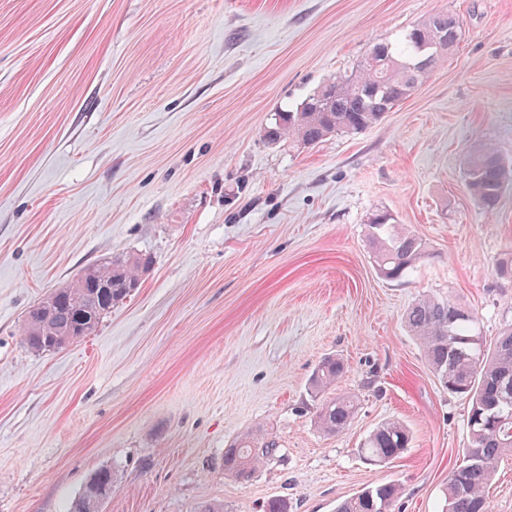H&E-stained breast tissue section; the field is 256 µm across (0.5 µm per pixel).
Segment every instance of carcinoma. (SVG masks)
<instances>
[{
  "label": "carcinoma",
  "instance_id": "1",
  "mask_svg": "<svg viewBox=\"0 0 512 512\" xmlns=\"http://www.w3.org/2000/svg\"><path fill=\"white\" fill-rule=\"evenodd\" d=\"M462 22L447 12L434 13L413 25L403 41L374 45L385 63L378 66L369 57L350 75L329 79L335 90L330 99L318 92L307 96L294 111L282 112L265 136L271 141L283 137L316 144L337 132L359 133L381 121L384 113L409 97L434 70L427 64L432 49L429 39L457 47ZM465 182L469 194L485 210L498 205L505 188L512 183V162L494 147L479 145L468 156ZM369 234L377 249L380 274L400 279L407 270L428 255L425 242L412 234L388 212L375 214ZM152 260L146 254L115 256L85 266L72 287L51 302L42 299L28 307L21 331L22 343L31 352L52 351L59 338L92 334L112 307L141 286V276ZM405 322L420 343L425 359L449 394L468 400L469 448L476 459L457 465L448 474L441 512H487L486 489L498 463L512 456V328L504 330L492 351L474 342L475 316L460 304L425 297L408 308ZM344 363L327 357L318 365L310 382L317 393L328 390L344 375ZM357 408L355 396L343 394L321 405L314 424L324 434L337 435L352 423ZM410 443V431L398 420L380 423L364 440L358 453L368 461L387 463L403 454ZM273 441L246 435L224 450V473L239 480L249 479L258 466L272 455ZM112 493V470L97 471L83 492L70 505V512H89L93 502H103ZM401 494L394 482L367 487L342 501L336 512H392Z\"/></svg>",
  "mask_w": 512,
  "mask_h": 512
}]
</instances>
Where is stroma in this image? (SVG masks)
I'll use <instances>...</instances> for the list:
<instances>
[{
  "mask_svg": "<svg viewBox=\"0 0 512 512\" xmlns=\"http://www.w3.org/2000/svg\"><path fill=\"white\" fill-rule=\"evenodd\" d=\"M442 10L456 50L375 126L266 139ZM479 144L512 159V0H0V512H67L105 467L102 512H335L389 481L394 512H439L467 402L404 316L431 295L470 308L487 344L512 325V186L488 212L469 195ZM381 211L429 252L398 281L368 237ZM141 253L140 288L92 335L25 348L31 304ZM332 355L331 395L358 398L333 437L310 392ZM389 419L407 451L360 457ZM247 432L276 447L242 482L224 449ZM344 363L335 357H327L318 365L310 382L314 392L328 390L336 385V382L344 375Z\"/></svg>",
  "mask_w": 512,
  "mask_h": 512,
  "instance_id": "obj_1",
  "label": "stroma"
}]
</instances>
